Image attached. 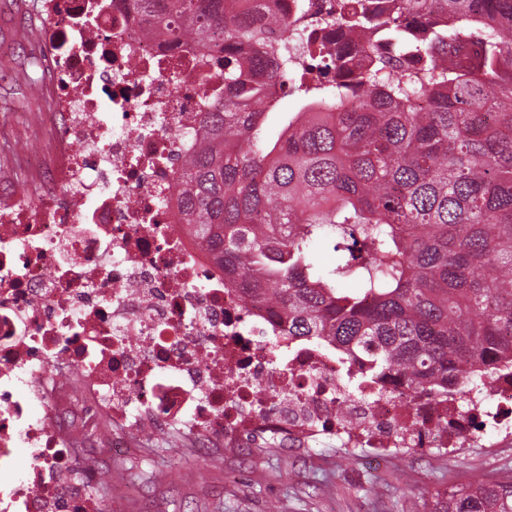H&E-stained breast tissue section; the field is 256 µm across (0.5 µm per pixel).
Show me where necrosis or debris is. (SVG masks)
Instances as JSON below:
<instances>
[{
	"instance_id": "1",
	"label": "necrosis or debris",
	"mask_w": 512,
	"mask_h": 512,
	"mask_svg": "<svg viewBox=\"0 0 512 512\" xmlns=\"http://www.w3.org/2000/svg\"><path fill=\"white\" fill-rule=\"evenodd\" d=\"M133 2L40 0L52 135L25 155L35 200L0 205V512H112L73 476L87 434L108 455L147 429L383 457L512 444L511 378L463 401L366 396L332 353L281 338L272 304L225 286L176 163L224 98V56L161 41Z\"/></svg>"
}]
</instances>
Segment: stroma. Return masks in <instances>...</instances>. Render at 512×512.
<instances>
[{
  "label": "stroma",
  "instance_id": "1",
  "mask_svg": "<svg viewBox=\"0 0 512 512\" xmlns=\"http://www.w3.org/2000/svg\"><path fill=\"white\" fill-rule=\"evenodd\" d=\"M34 0H0V124L18 148L39 107L44 76L24 68L42 19ZM112 512H429L434 495L512 482V446L419 448L385 458L370 448H166L151 438L113 462Z\"/></svg>",
  "mask_w": 512,
  "mask_h": 512
}]
</instances>
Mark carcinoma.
I'll return each mask as SVG.
<instances>
[{"label":"carcinoma","instance_id":"obj_1","mask_svg":"<svg viewBox=\"0 0 512 512\" xmlns=\"http://www.w3.org/2000/svg\"><path fill=\"white\" fill-rule=\"evenodd\" d=\"M155 32L224 53L180 207L224 283L280 308L288 342L336 353L351 386L398 378L464 398L512 374V0H334L296 67L264 0H135ZM332 246L320 266L312 246ZM430 512H512V485L452 487Z\"/></svg>","mask_w":512,"mask_h":512}]
</instances>
